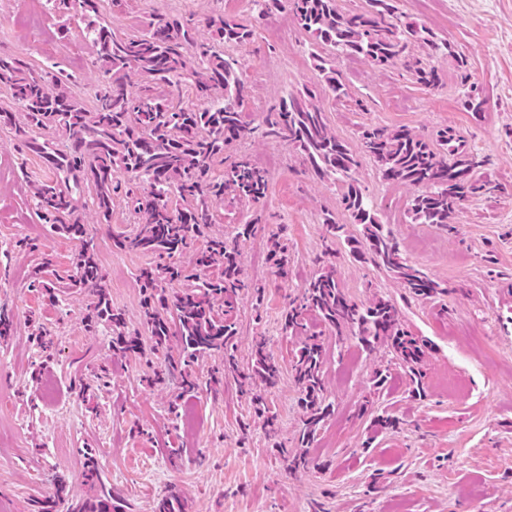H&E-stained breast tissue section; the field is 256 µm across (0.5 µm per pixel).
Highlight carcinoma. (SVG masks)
Wrapping results in <instances>:
<instances>
[{
	"mask_svg": "<svg viewBox=\"0 0 512 512\" xmlns=\"http://www.w3.org/2000/svg\"><path fill=\"white\" fill-rule=\"evenodd\" d=\"M127 2L46 0L60 37H68L74 27L80 29L81 52L90 57L97 73L94 94L82 97L76 91L78 78L60 67L43 69L37 77L31 60L0 54V134L24 142L52 173L30 186L33 212L39 223L79 242L70 287L92 289L88 327L101 323L110 327L112 350L122 356L149 347L160 363L152 382L179 375L180 398L199 388L191 363L201 356L224 354V372L211 376L210 383L221 385L224 376L236 374L241 391L251 395L256 416L271 427L277 415L252 393V384L259 380L270 388L276 386L281 364L259 340L250 352V369L239 373L231 350L235 323L219 312V306L243 290L262 301L264 287L244 279L237 245L222 237L210 239L187 265L174 262V257L207 225L216 223L214 205L224 201V194L252 201L263 197L268 183L263 170L247 160L224 166L226 147L237 138L256 134L292 145L304 169L320 181L347 184L344 208L353 223L362 225L360 237L348 238L358 260L385 271L412 296L442 293L438 281L402 257L396 237L383 230L373 205L355 185L357 153L328 123L322 94L335 98L345 94L335 67L338 56H361L377 67L400 64L418 84L435 89L443 83V73L433 58L450 54V46L430 28L403 20L398 0H365L364 6L347 11L338 0H250L249 12L259 20L288 5L309 38L316 73L314 87L284 92L278 107L253 126L247 120L253 91L241 77L238 59L224 51L251 43L252 23L213 15L206 23L210 36L202 39L190 23L161 14L118 32L103 18V11L107 4ZM412 44L423 55L406 54ZM169 88H184L208 106L190 107L167 92ZM60 139L69 143L68 149H57ZM360 147L383 180L415 190L410 208L415 224L453 230L456 209L482 189L474 179L479 161L452 129L442 128L427 139L408 127L367 128L361 133ZM120 198L130 204L134 229L113 236V245L155 258L138 274L150 333L146 341L128 332L123 315L112 309L94 239L86 228L88 210L96 223H112ZM269 254L274 273L286 276L288 245L274 239ZM331 255V247H325L320 256L325 271L310 279L290 302L283 331L305 330L306 317L313 312L336 330L340 340L347 329L367 348L387 344L411 382H418V365L429 343L404 327L392 300L353 301L336 278ZM166 281H178L183 289L171 295L159 287ZM174 336L180 345L177 356L171 351ZM323 359L319 337L310 335L299 342L290 360L291 378L306 410L299 447L288 453L293 471L308 467V444L331 412ZM82 478L96 494L70 505V512H125V501L106 485L94 457H87ZM53 482L54 496L39 501L37 512H56L64 499L66 480L56 476ZM154 512H186V508L172 490Z\"/></svg>",
	"mask_w": 512,
	"mask_h": 512,
	"instance_id": "obj_1",
	"label": "carcinoma"
}]
</instances>
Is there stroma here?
Instances as JSON below:
<instances>
[{
    "label": "stroma",
    "mask_w": 512,
    "mask_h": 512,
    "mask_svg": "<svg viewBox=\"0 0 512 512\" xmlns=\"http://www.w3.org/2000/svg\"><path fill=\"white\" fill-rule=\"evenodd\" d=\"M138 4L144 16L190 19L202 35L212 13L248 18L241 0ZM399 8L448 41L451 55L436 60L443 85L429 90L402 66L380 69L341 57L336 68L347 94L324 104L331 127L350 148H357L363 127L405 126L426 137L450 127L483 161L476 177L485 189L459 206L450 231L413 223V189L380 179L370 159H362L355 173L403 257L448 287V295L412 298L384 271L356 261L347 242L334 244L336 275L346 293L363 302L393 300L405 327L429 341L421 392L411 393L385 345L338 344L334 331L309 318V332L324 345L333 407L309 447L312 467L289 473L280 450L297 448L306 413L288 371L293 341L281 324L290 301L322 270L316 258L327 237L323 213H332L351 235L361 227L342 204L344 183L331 187L304 173L296 149L286 143L245 139L227 154L266 169L265 197L254 203L225 195L218 223L180 260L188 262L209 237L221 235L236 241L245 275L264 285L262 305L241 294L228 315L237 328L240 368H247L252 342L262 336L284 370L275 388L254 386L277 422L265 428L233 378L210 391L213 370L224 364L220 354L194 361L202 386L171 413L172 384L146 383L156 357L116 355L109 328L87 329L89 291L60 288L52 302L34 287L43 261L60 275L71 274L78 245L35 223L30 183L44 174V161L0 136V309L12 320L9 335L0 338V512H34L36 500L53 495L58 473L68 477L73 495L90 496L81 478L90 455L128 512H154L173 488L186 497L188 512H512V0H399ZM32 13L43 15L40 0H0V53L60 65L76 73L81 92L92 91L95 73L77 40L61 39L48 23L33 35L18 31L21 18ZM233 54L254 93L255 120L282 91L315 78L308 38L293 20L287 36L275 40L262 28ZM459 55L468 62L481 112L463 105ZM129 217L126 203H119L111 223L88 231L113 309L128 331L144 336L137 276L148 258L112 245L113 235L128 230ZM252 221L255 233L237 238L238 225ZM276 234L288 242L284 279L274 278L268 260ZM40 331L51 332V353L38 347ZM380 369L390 375L377 390L373 375ZM381 413L399 425L371 437V422Z\"/></svg>",
    "instance_id": "stroma-1"
}]
</instances>
